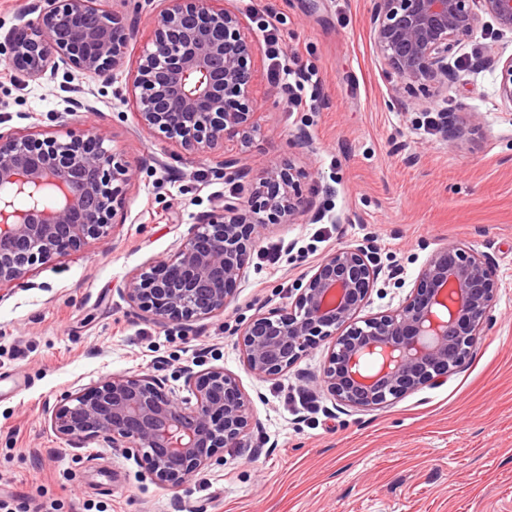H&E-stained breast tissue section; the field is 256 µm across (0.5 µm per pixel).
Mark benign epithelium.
<instances>
[{
    "instance_id": "1",
    "label": "benign epithelium",
    "mask_w": 512,
    "mask_h": 512,
    "mask_svg": "<svg viewBox=\"0 0 512 512\" xmlns=\"http://www.w3.org/2000/svg\"><path fill=\"white\" fill-rule=\"evenodd\" d=\"M26 28L5 36L0 65L26 82L47 71L69 79H111L137 35L99 0H40ZM371 32L384 64L406 92L430 98L453 81L451 59L462 42L493 20L512 32V0H372ZM253 44L238 7L219 0H162L130 73L137 124L209 157L228 141L259 129L253 111ZM497 95L512 105V55L490 57ZM99 133L85 137L0 131V288L24 282L28 267L99 240L114 223L137 165ZM224 174L248 176L243 158L225 155ZM303 174L271 164L255 174L245 200L199 216L178 250L128 276L122 293L159 325L207 319L224 311L242 279L258 228L316 215ZM27 199L23 208L18 199ZM380 271L360 245L339 248L312 269L286 308L259 313L240 331L247 372L278 376L321 343L329 354L320 386L341 405L372 409L460 370L467 343L483 334L497 284L489 258L459 244L437 250L397 309L365 318ZM189 398L143 375H114L62 399L52 427L80 446L99 438L144 459L153 480L176 488L243 447L251 430L250 399L222 367L187 374Z\"/></svg>"
}]
</instances>
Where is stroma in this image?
Wrapping results in <instances>:
<instances>
[{"instance_id": "35a3bbf8", "label": "stroma", "mask_w": 512, "mask_h": 512, "mask_svg": "<svg viewBox=\"0 0 512 512\" xmlns=\"http://www.w3.org/2000/svg\"><path fill=\"white\" fill-rule=\"evenodd\" d=\"M101 4L140 36L110 82L81 79L83 106L66 125L55 119L68 109L60 76L24 86L0 69V129L98 131L138 168L111 235L0 290V500L11 512H512V107L497 95V70L482 64L512 55V33L487 23L463 42L455 83L415 100L377 53L371 0H235L248 28L275 14L283 48L318 71L322 90L312 111H292L256 41L261 130L225 151L255 170L292 163L320 217L262 230L224 312L185 330L137 314L119 287L172 255L199 215L248 197L253 182L219 176L216 161L138 125L127 82L160 4L137 14L125 0ZM442 112L460 127L480 113L481 126L444 141L422 125ZM302 132L315 146L307 157L292 145ZM453 243L490 259L498 290L465 367L447 380L360 411L320 388L327 346L277 377L245 370L240 328L289 306L328 253L369 248L381 273L368 317L398 308L430 256ZM211 367L237 376L258 425L248 447L225 449L178 488L156 484L126 449L103 440L76 448L51 425L61 399L109 377L152 375L184 397L187 373Z\"/></svg>"}]
</instances>
